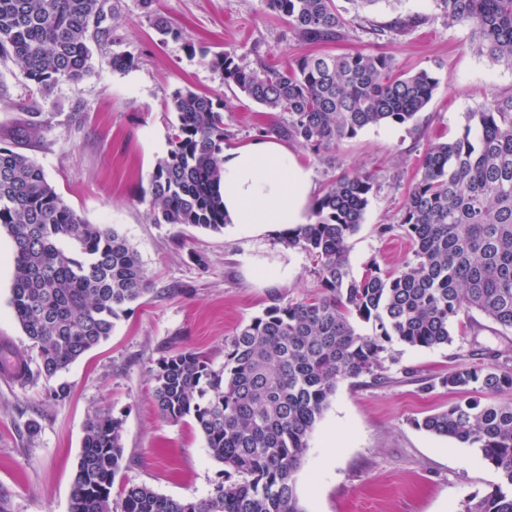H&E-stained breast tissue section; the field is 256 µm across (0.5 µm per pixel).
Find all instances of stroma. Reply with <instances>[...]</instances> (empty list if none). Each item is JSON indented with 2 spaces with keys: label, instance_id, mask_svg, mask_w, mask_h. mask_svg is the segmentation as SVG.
I'll return each mask as SVG.
<instances>
[{
  "label": "stroma",
  "instance_id": "35a3bbf8",
  "mask_svg": "<svg viewBox=\"0 0 512 512\" xmlns=\"http://www.w3.org/2000/svg\"><path fill=\"white\" fill-rule=\"evenodd\" d=\"M108 2L115 17L109 37L90 44L89 72L60 84L51 96L34 90L15 62L0 60V144L11 141L27 113L50 114L25 153L84 221L127 238L151 290L120 313L108 340L60 374L70 388L65 401L47 399L42 379L24 387L0 381V512H70L85 423L105 408L124 420V459L113 492L134 483L175 499L205 497L222 465L192 421L173 423L160 415L150 369L182 349L222 367L233 336L273 296L296 300L317 287L311 259L285 247L282 233L249 236L232 224L219 232L155 224L144 197L169 149L175 91L189 88L223 101L228 148L272 132L286 119L225 85L202 51L233 49L243 63L262 59L284 66L309 52V44L266 0H155L154 10L176 29L168 37L152 27L139 0ZM417 11L432 16L421 28L388 39L366 32L369 24ZM323 50L383 53L400 73L427 70L440 80L417 124L365 128L326 159L295 149L319 191L346 173L374 175L377 191L349 240V259L357 275L371 261L391 272L413 259L398 224L428 141L462 137L468 113L512 96V67L473 50L469 30L448 27L431 0H379L371 13L353 19L345 38ZM116 53L131 56L133 68L113 70ZM381 224L394 225L393 235L379 236ZM13 266L11 241L1 236L0 341L35 365L39 352L9 306ZM266 268L287 269V280L265 282L260 272ZM453 335L451 344L433 349L393 344L383 379L339 384L296 475L303 512H459L466 497L484 495L497 483V472L475 449L414 425L455 401L440 383L449 372L482 362L487 349L512 359V330L479 313L462 316ZM32 419L40 426L33 436L26 431Z\"/></svg>",
  "mask_w": 512,
  "mask_h": 512
}]
</instances>
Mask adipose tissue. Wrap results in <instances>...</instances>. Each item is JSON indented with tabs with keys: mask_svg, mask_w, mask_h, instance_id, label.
<instances>
[{
	"mask_svg": "<svg viewBox=\"0 0 512 512\" xmlns=\"http://www.w3.org/2000/svg\"><path fill=\"white\" fill-rule=\"evenodd\" d=\"M221 192L228 223L261 235L310 221V169L285 144L269 138L225 149Z\"/></svg>",
	"mask_w": 512,
	"mask_h": 512,
	"instance_id": "1",
	"label": "adipose tissue"
}]
</instances>
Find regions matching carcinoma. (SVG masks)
Here are the masks:
<instances>
[{"mask_svg":"<svg viewBox=\"0 0 512 512\" xmlns=\"http://www.w3.org/2000/svg\"><path fill=\"white\" fill-rule=\"evenodd\" d=\"M107 0H0V57L20 66L43 95L89 70L92 41L110 34ZM307 44L343 37L345 14L379 0H268ZM448 26L470 29L474 48L512 66V0H433ZM416 12L367 32L383 36L425 25ZM224 83L258 104L288 115L276 133L319 156L369 126L417 122L438 79L429 71L400 75L384 53H304L285 68H251L235 51L209 60ZM177 114L170 149L149 183L155 224L224 229L220 193L223 104L190 89L171 99ZM0 145V233L14 255L10 306L40 363L0 345V372L25 386L48 381L112 335L118 312L149 292L138 252L115 229L88 224L49 183L21 143L49 123L40 112ZM468 121L479 130L430 142L409 187L401 229L414 260L398 272L371 262L353 274L348 240L363 223L375 178L349 175L329 182L311 220L283 243L313 262L318 292L272 305L244 325L218 370L192 350L176 351L149 370L163 418L191 420L224 474L206 497L181 500L147 485L126 486L119 507L112 486L123 461V419L111 410L91 416L73 479L71 512H303L296 474L309 439L348 379L381 378L387 344L435 348L453 342L459 315L477 311L512 330V97L495 100ZM367 324L370 332H358ZM459 394L444 410L415 421L426 432L480 451L500 481L461 512H512V404L482 400L512 391V367L459 368L441 379Z\"/></svg>","mask_w":512,"mask_h":512,"instance_id":"obj_1","label":"carcinoma"}]
</instances>
